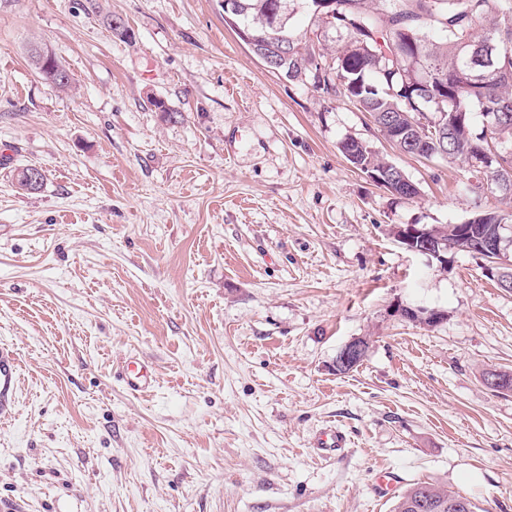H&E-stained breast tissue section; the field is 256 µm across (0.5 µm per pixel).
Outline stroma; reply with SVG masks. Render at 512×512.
Instances as JSON below:
<instances>
[{"mask_svg":"<svg viewBox=\"0 0 512 512\" xmlns=\"http://www.w3.org/2000/svg\"><path fill=\"white\" fill-rule=\"evenodd\" d=\"M122 20L130 34L107 27ZM66 67L43 81L29 49ZM164 101L173 118L163 117ZM367 142L419 189L375 186ZM46 180L17 192L12 172ZM512 198L270 70L223 0H0V499L25 512H393L412 484L512 512V291L395 238ZM443 311L403 320L399 305ZM369 341L361 364L334 367ZM136 357L153 382L119 378ZM345 432L341 455L313 447ZM38 56L39 50L35 49L34 53H32L33 63L35 66V61L38 58ZM39 65L44 69H48L41 70L39 67L36 66L42 78L47 83L61 90L67 89L69 87L70 76L66 69L62 66V64L61 70L49 71L52 69H56V58L51 52H49L46 49H43V51L40 52ZM366 353V343L363 337H357L347 342L336 356V369L351 371L362 360ZM359 366V365H358ZM343 371H340L342 373ZM18 359L10 348L0 347V418H9L15 409Z\"/></svg>","mask_w":512,"mask_h":512,"instance_id":"obj_1","label":"stroma"}]
</instances>
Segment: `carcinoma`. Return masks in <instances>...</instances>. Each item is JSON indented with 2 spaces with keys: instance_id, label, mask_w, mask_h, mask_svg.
Returning a JSON list of instances; mask_svg holds the SVG:
<instances>
[{
  "instance_id": "obj_1",
  "label": "carcinoma",
  "mask_w": 512,
  "mask_h": 512,
  "mask_svg": "<svg viewBox=\"0 0 512 512\" xmlns=\"http://www.w3.org/2000/svg\"><path fill=\"white\" fill-rule=\"evenodd\" d=\"M300 1L311 13L310 23H328L323 13L338 10L349 23L330 24L343 45L330 52L316 53L303 37L285 27L281 34L292 39L288 49L293 58L280 72L294 71L295 79L317 91L340 93L356 102L373 118L379 132L389 137L396 125L400 131L428 145L437 130L452 127L448 137V159L470 164L480 151L491 155L486 180L492 187L512 185V163L503 166L496 156L512 157V4L505 0H333L329 8H318L319 0ZM270 0H237L238 13L230 20L249 29L250 34L272 41L276 31L265 24ZM495 46L493 64L484 81L468 83L474 57L488 44ZM438 70L457 75V80L430 93L417 94L418 85ZM50 85L69 87L66 69L40 71ZM482 117L483 129H474V114ZM358 169L378 171L388 166L370 146L357 151L351 161ZM487 221L472 224L475 235L492 236L498 213L486 211ZM444 235L457 251H466L453 226L424 225ZM418 494L432 497L437 512H448V499L456 494L428 482H417L397 501L394 512H410L408 503Z\"/></svg>"
}]
</instances>
